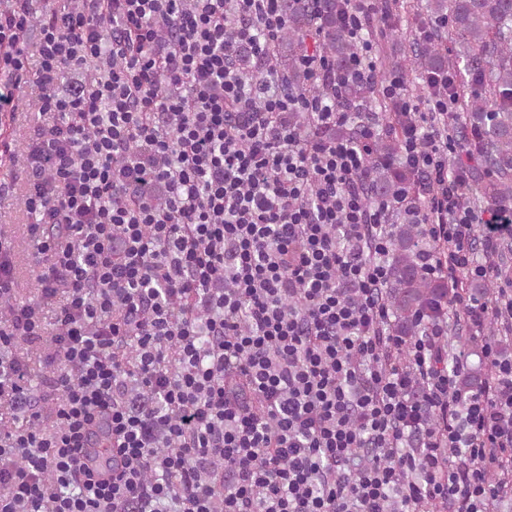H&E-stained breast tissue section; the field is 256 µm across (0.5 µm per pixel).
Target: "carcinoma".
Returning <instances> with one entry per match:
<instances>
[{"label":"carcinoma","mask_w":512,"mask_h":512,"mask_svg":"<svg viewBox=\"0 0 512 512\" xmlns=\"http://www.w3.org/2000/svg\"><path fill=\"white\" fill-rule=\"evenodd\" d=\"M279 7L288 28L272 48L269 60L288 78L295 89L310 82L299 63L314 23L322 37L319 50L340 69L355 53L338 18V0H321L319 17H314L313 0H280ZM428 13L448 19L464 60L463 70L470 76L485 78L488 94L496 98L487 118L478 149L495 179L484 187L483 197L512 199V0H427ZM425 72H442L448 60L438 46L424 47L416 54ZM396 140L388 136L374 145L367 191L374 197L396 198L408 183L397 167ZM388 279L385 298L395 317L396 332L414 336L420 331L419 316L448 301V284L426 277L416 264L422 242L411 223L390 226Z\"/></svg>","instance_id":"obj_1"}]
</instances>
